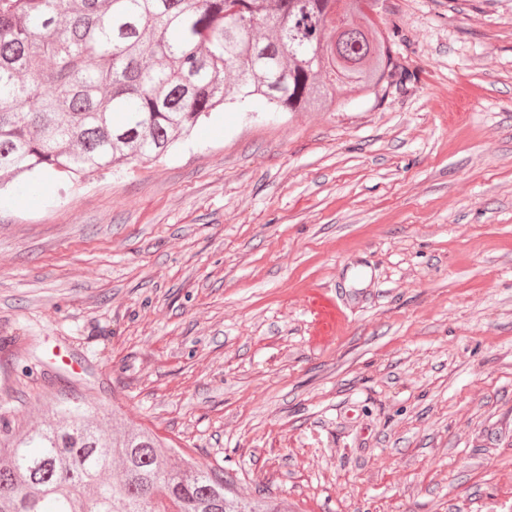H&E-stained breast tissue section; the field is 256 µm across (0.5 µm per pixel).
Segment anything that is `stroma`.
<instances>
[{
  "mask_svg": "<svg viewBox=\"0 0 512 512\" xmlns=\"http://www.w3.org/2000/svg\"><path fill=\"white\" fill-rule=\"evenodd\" d=\"M376 18L379 95L0 200V416L63 374L290 512H512V0ZM312 306L321 315L318 335L322 338L334 336L338 322L334 303L323 295H316L312 299Z\"/></svg>",
  "mask_w": 512,
  "mask_h": 512,
  "instance_id": "obj_1",
  "label": "stroma"
}]
</instances>
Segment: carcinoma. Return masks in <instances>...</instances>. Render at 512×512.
<instances>
[{
    "mask_svg": "<svg viewBox=\"0 0 512 512\" xmlns=\"http://www.w3.org/2000/svg\"><path fill=\"white\" fill-rule=\"evenodd\" d=\"M377 2L0 0V188L158 158L228 103L340 112L341 91L377 95L396 68ZM92 413L63 404L21 434L0 418V512H288Z\"/></svg>",
    "mask_w": 512,
    "mask_h": 512,
    "instance_id": "obj_1",
    "label": "carcinoma"
}]
</instances>
